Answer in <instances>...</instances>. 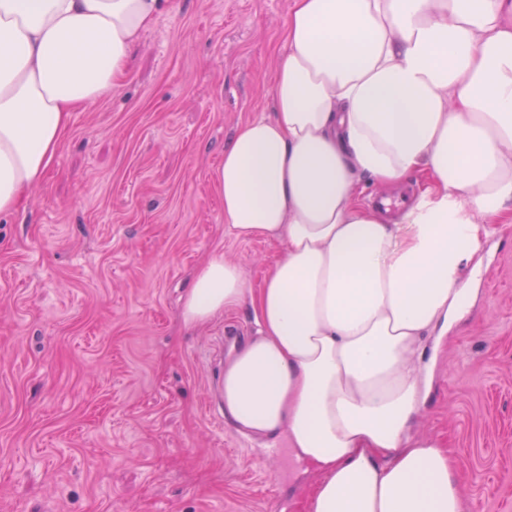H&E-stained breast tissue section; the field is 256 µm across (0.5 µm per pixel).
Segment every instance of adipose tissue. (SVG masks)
Listing matches in <instances>:
<instances>
[{
    "label": "adipose tissue",
    "instance_id": "1",
    "mask_svg": "<svg viewBox=\"0 0 512 512\" xmlns=\"http://www.w3.org/2000/svg\"><path fill=\"white\" fill-rule=\"evenodd\" d=\"M175 0H0V217L53 160L74 109L126 75ZM273 107L224 144V231L283 245L258 287L212 255L188 325L249 303L224 415L285 438L317 479L305 512H463L458 461L415 430L428 334L463 319L480 239L512 204V0H292ZM428 185L394 211L358 179Z\"/></svg>",
    "mask_w": 512,
    "mask_h": 512
}]
</instances>
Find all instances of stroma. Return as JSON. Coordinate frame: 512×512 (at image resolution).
Here are the masks:
<instances>
[{"mask_svg":"<svg viewBox=\"0 0 512 512\" xmlns=\"http://www.w3.org/2000/svg\"><path fill=\"white\" fill-rule=\"evenodd\" d=\"M178 4L0 219V512H298L315 479L218 419L249 309L180 315L211 254L253 288L282 254L225 234L212 174L271 109L291 0ZM481 256L417 428L457 456L465 512H512L511 211Z\"/></svg>","mask_w":512,"mask_h":512,"instance_id":"stroma-1","label":"stroma"}]
</instances>
